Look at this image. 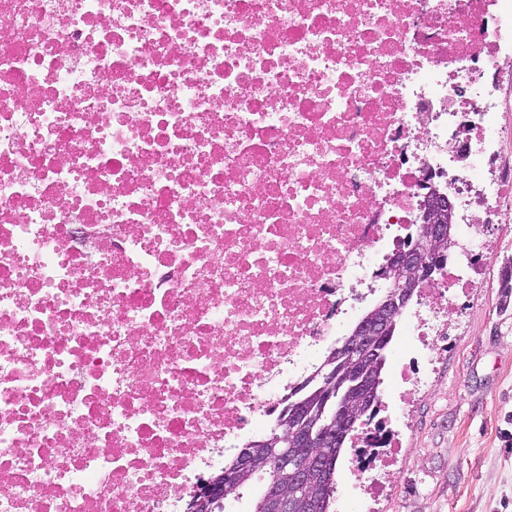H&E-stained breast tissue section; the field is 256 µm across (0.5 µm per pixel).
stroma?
I'll return each mask as SVG.
<instances>
[{"label":"stroma","mask_w":512,"mask_h":512,"mask_svg":"<svg viewBox=\"0 0 512 512\" xmlns=\"http://www.w3.org/2000/svg\"><path fill=\"white\" fill-rule=\"evenodd\" d=\"M486 280L458 299L431 391L410 401L377 512H512V230L482 228Z\"/></svg>","instance_id":"stroma-1"}]
</instances>
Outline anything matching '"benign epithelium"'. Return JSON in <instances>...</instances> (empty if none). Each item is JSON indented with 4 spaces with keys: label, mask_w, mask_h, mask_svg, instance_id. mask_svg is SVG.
Returning a JSON list of instances; mask_svg holds the SVG:
<instances>
[{
    "label": "benign epithelium",
    "mask_w": 512,
    "mask_h": 512,
    "mask_svg": "<svg viewBox=\"0 0 512 512\" xmlns=\"http://www.w3.org/2000/svg\"><path fill=\"white\" fill-rule=\"evenodd\" d=\"M426 202L421 209L420 231L405 243L404 258L378 272L386 283V293L374 310L364 316L352 333L336 348V359L368 361L376 365L385 357L390 332L412 302L416 288L430 280L457 247L455 212L452 202L426 183ZM319 392L336 396V368L327 362L317 371ZM355 395L339 404L340 416L319 426L315 409L302 402L288 406V421L282 436L260 439L243 448L232 470L204 483L188 512H210L212 502L228 496L235 480L258 469L270 473L262 501L265 512H319L321 488L331 479V469L323 450L341 446L355 429L359 418L379 403V379L366 368L352 376Z\"/></svg>",
    "instance_id": "1"
}]
</instances>
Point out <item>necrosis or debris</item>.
Segmentation results:
<instances>
[{"instance_id":"4bbe7bcc","label":"necrosis or debris","mask_w":512,"mask_h":512,"mask_svg":"<svg viewBox=\"0 0 512 512\" xmlns=\"http://www.w3.org/2000/svg\"><path fill=\"white\" fill-rule=\"evenodd\" d=\"M512 0H0V512H185L335 348L432 177L512 223ZM472 125L474 149L448 144ZM405 310L395 424L458 288Z\"/></svg>"}]
</instances>
